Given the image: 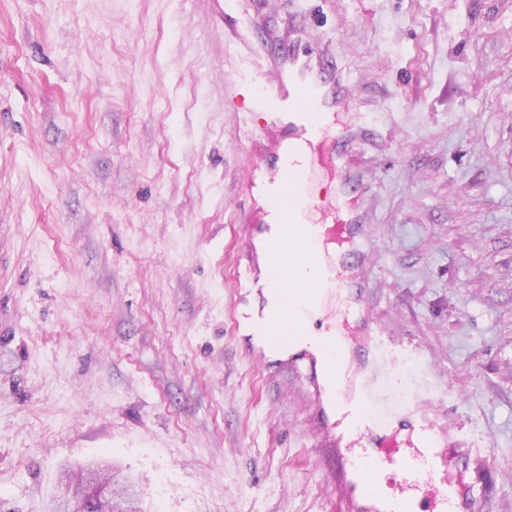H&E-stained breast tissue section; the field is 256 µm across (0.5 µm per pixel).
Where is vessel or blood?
Returning a JSON list of instances; mask_svg holds the SVG:
<instances>
[{
    "label": "vessel or blood",
    "instance_id": "obj_1",
    "mask_svg": "<svg viewBox=\"0 0 512 512\" xmlns=\"http://www.w3.org/2000/svg\"><path fill=\"white\" fill-rule=\"evenodd\" d=\"M191 3L201 26L215 35L213 56L216 65H223L224 40L219 33L225 18L240 11V0ZM247 62V70L238 71L227 86L226 110L240 113L247 125L252 113H262L268 124L287 122L289 135L322 144L334 164L341 212L329 226L289 223L261 242L245 238L246 284L256 302L235 313L234 333L247 350L275 356L276 366L264 376L266 386L316 403L311 434L318 447L336 452L331 485L347 512H386L375 482L383 463L393 459L402 476V491L395 497L400 512H417L423 493L442 505L457 501L461 512H469L472 495L463 490L459 470L470 451L449 447L445 430L420 413L436 396L438 379L407 381L405 394H397L394 371L403 348L368 317L371 228L354 208L362 184L345 161L359 144L382 143L387 133L371 122L356 121L330 135L322 119L333 113L345 92L335 79L332 60L310 43L290 44L269 87L256 85L252 77L264 66L262 55L250 54ZM314 201V181L306 168L290 172L282 191L270 196L269 209L281 212ZM308 263L316 266V279L289 291L282 267L296 276ZM333 297L340 300L341 315L328 324L322 313ZM301 359L308 366L302 381L295 375ZM401 431L407 432L415 452L396 458L389 446Z\"/></svg>",
    "mask_w": 512,
    "mask_h": 512
}]
</instances>
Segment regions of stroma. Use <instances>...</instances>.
Returning <instances> with one entry per match:
<instances>
[{"instance_id": "obj_1", "label": "stroma", "mask_w": 512, "mask_h": 512, "mask_svg": "<svg viewBox=\"0 0 512 512\" xmlns=\"http://www.w3.org/2000/svg\"><path fill=\"white\" fill-rule=\"evenodd\" d=\"M327 48L389 129L353 168L371 312L449 381L474 512H512V0H250L254 44ZM185 0H0V512L108 461L142 512H344L305 406L232 316L247 154Z\"/></svg>"}]
</instances>
